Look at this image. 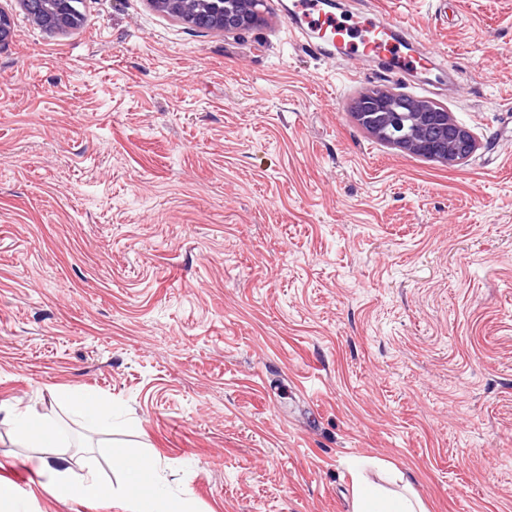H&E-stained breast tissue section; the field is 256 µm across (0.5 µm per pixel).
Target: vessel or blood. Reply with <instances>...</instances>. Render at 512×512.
Listing matches in <instances>:
<instances>
[{
    "label": "vessel or blood",
    "mask_w": 512,
    "mask_h": 512,
    "mask_svg": "<svg viewBox=\"0 0 512 512\" xmlns=\"http://www.w3.org/2000/svg\"><path fill=\"white\" fill-rule=\"evenodd\" d=\"M289 19L315 31L332 33L334 45L353 62L365 58L390 59L395 71L402 73L424 63L423 58L402 53L391 42L377 38L371 19H363L353 27L338 21L334 13L326 10L324 0H294Z\"/></svg>",
    "instance_id": "b4317fda"
}]
</instances>
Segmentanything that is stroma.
Wrapping results in <instances>:
<instances>
[{"instance_id":"stroma-1","label":"stroma","mask_w":512,"mask_h":512,"mask_svg":"<svg viewBox=\"0 0 512 512\" xmlns=\"http://www.w3.org/2000/svg\"><path fill=\"white\" fill-rule=\"evenodd\" d=\"M0 6V512H128L54 497L52 462L117 485L142 452L192 512H352L365 458L428 512H512V0H337L411 32L403 77L320 55L277 0L231 36L147 0L63 33ZM380 85L478 149L373 138L351 104ZM13 407L63 447L16 443ZM63 398L68 403L71 411L76 415H88L99 422L112 421V408L98 398H91L74 392L63 393Z\"/></svg>"}]
</instances>
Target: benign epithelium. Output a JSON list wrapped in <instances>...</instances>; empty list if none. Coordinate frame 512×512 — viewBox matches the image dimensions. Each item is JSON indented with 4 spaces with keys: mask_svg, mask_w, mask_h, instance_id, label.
Segmentation results:
<instances>
[{
    "mask_svg": "<svg viewBox=\"0 0 512 512\" xmlns=\"http://www.w3.org/2000/svg\"><path fill=\"white\" fill-rule=\"evenodd\" d=\"M159 13L189 29L234 34L260 24L266 0H148ZM31 22L48 32L71 28L68 0H20ZM14 34L10 14L0 9V47ZM367 131L404 152L453 166L470 157L477 141L440 103L381 87L359 96Z\"/></svg>",
    "mask_w": 512,
    "mask_h": 512,
    "instance_id": "1",
    "label": "benign epithelium"
}]
</instances>
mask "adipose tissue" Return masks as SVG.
I'll list each match as a JSON object with an SVG mask.
<instances>
[{
  "mask_svg": "<svg viewBox=\"0 0 512 512\" xmlns=\"http://www.w3.org/2000/svg\"><path fill=\"white\" fill-rule=\"evenodd\" d=\"M11 420L18 441L31 448H49L54 446L59 436L53 422L35 409L15 410ZM58 477L51 487L52 494L59 499L83 495L89 498L124 494L131 506H138L142 494H149L152 512H190L186 501L173 498L165 485L160 482L149 483L146 489H139L132 480H125L121 488L104 484L95 474L73 477L66 458L56 461ZM354 512H425L424 504L417 496L391 494L386 489L376 487L366 481H359L354 496Z\"/></svg>",
  "mask_w": 512,
  "mask_h": 512,
  "instance_id": "adipose-tissue-1",
  "label": "adipose tissue"
}]
</instances>
